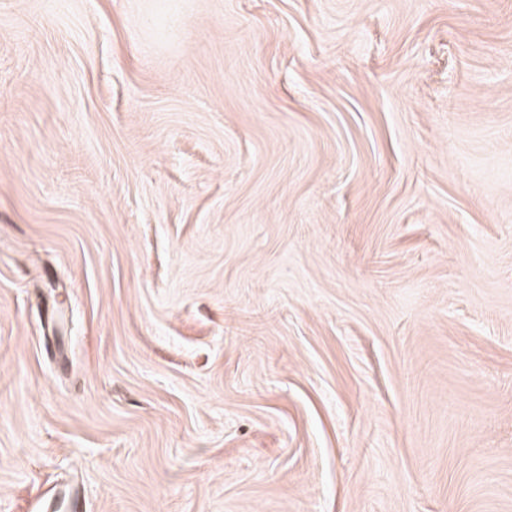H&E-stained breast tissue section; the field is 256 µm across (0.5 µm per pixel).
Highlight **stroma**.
Instances as JSON below:
<instances>
[{
  "label": "stroma",
  "instance_id": "stroma-1",
  "mask_svg": "<svg viewBox=\"0 0 512 512\" xmlns=\"http://www.w3.org/2000/svg\"><path fill=\"white\" fill-rule=\"evenodd\" d=\"M512 512V0H0V512Z\"/></svg>",
  "mask_w": 512,
  "mask_h": 512
}]
</instances>
